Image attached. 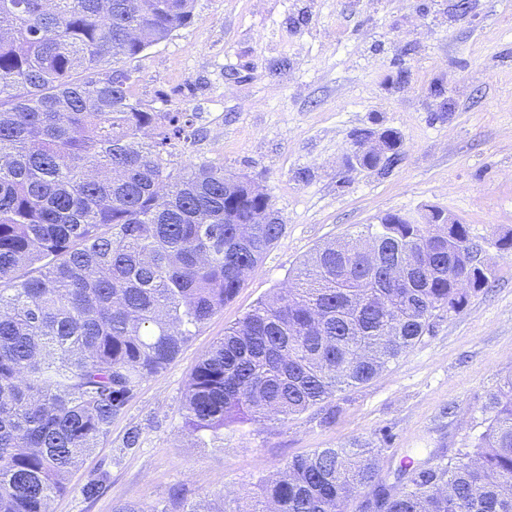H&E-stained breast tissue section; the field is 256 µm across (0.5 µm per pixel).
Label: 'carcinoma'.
Listing matches in <instances>:
<instances>
[{
	"label": "carcinoma",
	"instance_id": "cac0c4a2",
	"mask_svg": "<svg viewBox=\"0 0 512 512\" xmlns=\"http://www.w3.org/2000/svg\"><path fill=\"white\" fill-rule=\"evenodd\" d=\"M193 2L0 0V512H49L142 384L284 233L243 177L168 171V146L195 135L190 115L143 109L116 68L188 24ZM470 239L465 224L387 214L319 247L197 362L190 435L286 423L370 381L436 312L488 286ZM489 408L475 447L391 485L366 441L296 456L257 480L258 512H353L376 485L384 512H512L511 375ZM231 495L217 506L176 491L114 512H241Z\"/></svg>",
	"mask_w": 512,
	"mask_h": 512
}]
</instances>
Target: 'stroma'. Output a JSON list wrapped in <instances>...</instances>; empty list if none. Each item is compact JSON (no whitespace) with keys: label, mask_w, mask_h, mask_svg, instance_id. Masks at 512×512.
I'll return each mask as SVG.
<instances>
[{"label":"stroma","mask_w":512,"mask_h":512,"mask_svg":"<svg viewBox=\"0 0 512 512\" xmlns=\"http://www.w3.org/2000/svg\"><path fill=\"white\" fill-rule=\"evenodd\" d=\"M194 0V19L127 61L145 110L188 112L196 137L169 149L182 174L213 165L253 179L285 233L237 296L144 383L85 458L52 512H113L173 488L196 501L235 490L248 512L259 474L317 448L365 440L393 484L406 459L438 462L485 430L490 395L512 373V0ZM360 129L403 144L388 172L347 158ZM436 206L483 243L490 287L439 313L415 347L365 384L285 423L225 430L196 443L181 400L192 368L323 244L357 238L389 213ZM336 419L325 423L328 409ZM138 430V447L125 445ZM97 497L81 493L97 473Z\"/></svg>","instance_id":"1"}]
</instances>
